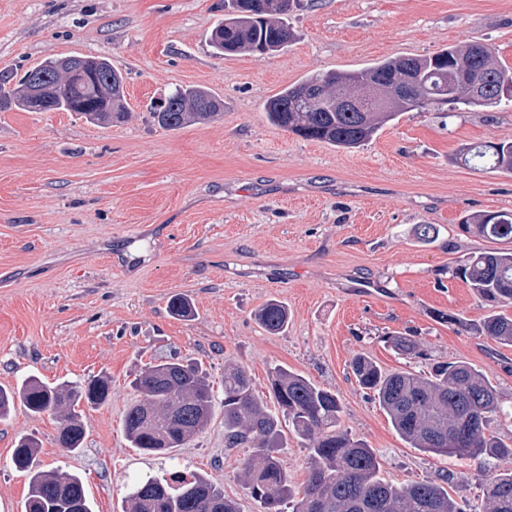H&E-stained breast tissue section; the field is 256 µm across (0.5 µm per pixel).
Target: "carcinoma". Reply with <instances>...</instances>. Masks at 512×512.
Here are the masks:
<instances>
[{
  "instance_id": "obj_1",
  "label": "carcinoma",
  "mask_w": 512,
  "mask_h": 512,
  "mask_svg": "<svg viewBox=\"0 0 512 512\" xmlns=\"http://www.w3.org/2000/svg\"><path fill=\"white\" fill-rule=\"evenodd\" d=\"M293 0H225L224 20L209 37L218 55L240 52H277L288 46L293 30L288 13ZM466 62L469 82L488 90L470 93L464 83H448V68ZM93 75H71L43 63L52 94L39 104L31 101L23 75L12 87L0 83V111L73 112L92 124L109 125L127 116L124 78L106 58L93 59ZM412 86L413 107L400 103L373 112H347L340 99L353 95L361 84L385 78ZM512 70L501 65L491 48L482 44L450 46L421 58H394L347 72L315 74L289 86L265 104L269 122L304 139L334 147L357 148L384 125L402 114L429 110L439 102L458 107H493L512 100ZM224 110V100L204 88H182L158 102L152 112L165 130L206 121ZM462 160H475L500 172L512 173V141L467 147ZM488 239L512 243V214L483 212L464 217ZM475 297L492 307L512 304V249L474 253L454 270ZM171 315L194 316L188 298L175 296ZM439 319L463 331L487 336L512 347V316L492 313L479 323L459 314H439ZM259 324L270 334L288 325V308L270 300L257 312ZM388 342L403 355L421 354L417 341L391 336ZM351 368L360 387L387 413L394 429L414 448L449 458L512 456V443L491 429L500 411L495 385L469 363L438 362L430 375L386 373L370 357L359 354ZM271 394L277 411L257 398L248 369L240 364L224 368V442L228 448H249L241 479L263 512H462L448 490L432 481L395 487L379 477L373 449L341 429L339 397L299 373L284 367L271 372ZM137 398L125 414L126 437L133 448L147 454L167 455L192 441L207 425L213 410V393L199 369L181 360L161 358L135 379ZM111 393L108 379L51 386L32 376L21 386L0 387V416L15 403L28 412L52 411L58 419L57 440L68 453L82 448L85 423L75 412L84 402L104 404ZM288 419L294 435L308 449V478L301 497H295L288 470L279 457L284 433L281 418ZM38 439L27 436L13 449L15 468L29 475V492L22 512H92L79 476L60 469L45 471L37 459ZM483 512H512V471L483 475ZM123 512H242L239 503L224 497V490L207 478L189 480L179 472L169 479H148L125 496Z\"/></svg>"
}]
</instances>
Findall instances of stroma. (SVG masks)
<instances>
[{"instance_id": "stroma-1", "label": "stroma", "mask_w": 512, "mask_h": 512, "mask_svg": "<svg viewBox=\"0 0 512 512\" xmlns=\"http://www.w3.org/2000/svg\"><path fill=\"white\" fill-rule=\"evenodd\" d=\"M224 0H0V74L45 61L104 57L126 79L129 116L112 125L72 112H0V386L29 375L57 384L104 375L108 402L82 407L78 453L57 443L49 413L0 418V512H21L29 478L12 464L35 436L43 469L78 475L93 512H122L137 482L199 473L261 512L240 480L249 451L224 445V366L239 363L261 397L283 366L336 393L341 426L373 448L395 486L446 484L467 512L484 505L481 476L512 459H450L406 443L351 369L363 353L387 372L426 373L464 361L512 413V347L457 331L438 313L477 323L489 313L453 269L497 241L462 226L512 214V173L460 159L477 143L512 141V102L407 112L356 149L272 125L268 99L317 72L349 71L478 42L512 69V0H300L293 42L272 54L215 55L209 33ZM207 87L224 114L177 131L150 106L178 87ZM437 229L426 242L415 225ZM196 316H171L172 296ZM276 299L287 329L255 318ZM411 336L421 355L387 342ZM209 378L207 427L172 457L131 448V386L170 355Z\"/></svg>"}]
</instances>
